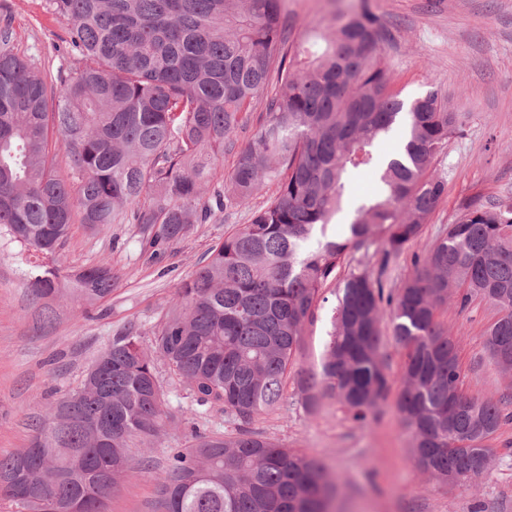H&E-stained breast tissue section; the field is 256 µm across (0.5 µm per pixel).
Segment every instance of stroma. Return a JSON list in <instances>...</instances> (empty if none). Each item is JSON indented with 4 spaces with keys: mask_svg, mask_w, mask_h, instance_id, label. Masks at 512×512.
<instances>
[{
    "mask_svg": "<svg viewBox=\"0 0 512 512\" xmlns=\"http://www.w3.org/2000/svg\"><path fill=\"white\" fill-rule=\"evenodd\" d=\"M365 5L384 25L382 46L394 93L410 102L439 91L459 120L457 134L433 167L446 181L445 193L420 236L391 260L383 277L386 287L397 288L413 273L415 257L457 221L464 201L512 197V0H285L284 35L296 40L323 29L333 14ZM0 7L12 15L13 43L21 54L53 74L78 67L77 56L60 46L63 25L48 0H0ZM274 191L264 184L248 206L192 225L157 259L143 246L136 225H73L60 254L63 269L106 263L120 276L112 294L90 311L62 298L33 300L19 246L0 238V456L30 446L33 423L80 384L117 330L135 326L142 344L150 345L179 287L205 265L210 247L249 223ZM324 295L305 327L280 408L257 418L254 429L325 466L337 486L335 512H512V423L490 436L496 457L486 472L447 485L415 469L414 438L393 402L383 403L376 419L363 426L335 399L307 406L298 381L321 370L334 287ZM496 317L481 301L464 310L451 303L440 313L456 340L468 394L512 397V376L500 371L485 347V331ZM157 372L174 421L150 450L136 442L132 453L148 455L160 468L169 449L184 447L194 433L217 423L228 432L233 426L220 412L200 417L189 390L167 366L158 364ZM154 509L155 480L148 471L120 481L105 512Z\"/></svg>",
    "mask_w": 512,
    "mask_h": 512,
    "instance_id": "35a3bbf8",
    "label": "stroma"
}]
</instances>
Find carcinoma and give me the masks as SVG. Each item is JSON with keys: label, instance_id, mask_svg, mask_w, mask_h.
<instances>
[{"label": "carcinoma", "instance_id": "cac0c4a2", "mask_svg": "<svg viewBox=\"0 0 512 512\" xmlns=\"http://www.w3.org/2000/svg\"><path fill=\"white\" fill-rule=\"evenodd\" d=\"M63 41L79 57L52 77L16 51L0 25V237L34 253L26 285L38 299L69 295L95 305L119 275L109 265L64 274L59 256L72 224H135L157 257L194 224L243 206L265 180L275 195L250 223L211 247L183 283L151 350L128 327L112 336L92 373L53 406L38 451L0 457V500L17 512H104L117 481L147 469L129 444L166 434L172 416L156 363L191 392L219 429L169 451L155 476V512H331L336 485L325 467L251 428L279 408L305 325L325 287L337 305L318 375L298 381L305 400L337 399L365 425L389 399L379 359L382 323L402 356L395 405L415 444L412 460L443 482L487 470L485 441L512 422L505 398L462 390L456 343L437 319L452 298L498 311L486 331L494 362L512 371V198L463 203L459 220L397 288L350 269L353 252L378 241L379 269L419 237L445 191L432 172L456 133L439 92L409 107L390 90L382 22L367 9L340 12L331 34L294 46L282 36L281 0H49ZM254 136L232 172L211 185L224 150L267 85ZM403 150L386 161L377 144L395 128ZM70 162L65 177L55 151ZM371 168L376 193L344 212L350 175Z\"/></svg>", "mask_w": 512, "mask_h": 512}]
</instances>
